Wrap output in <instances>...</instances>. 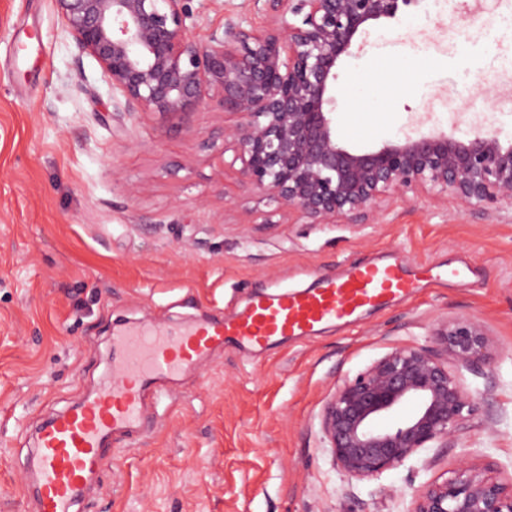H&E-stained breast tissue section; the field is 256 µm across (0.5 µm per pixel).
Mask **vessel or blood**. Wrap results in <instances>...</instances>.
<instances>
[{"label": "vessel or blood", "mask_w": 512, "mask_h": 512, "mask_svg": "<svg viewBox=\"0 0 512 512\" xmlns=\"http://www.w3.org/2000/svg\"><path fill=\"white\" fill-rule=\"evenodd\" d=\"M456 275L431 262L354 264L342 277H321L306 291L256 295L231 320L177 330L125 327L112 339V368L98 388L46 423L28 456L39 512H75L87 484L112 460V437L140 426L146 397L225 344L262 349L281 337L308 336L322 325L349 323L365 309L404 300L419 283L440 285Z\"/></svg>", "instance_id": "obj_1"}]
</instances>
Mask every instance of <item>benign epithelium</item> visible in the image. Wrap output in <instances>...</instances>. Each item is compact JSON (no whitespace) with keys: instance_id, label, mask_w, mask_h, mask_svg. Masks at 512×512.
<instances>
[{"instance_id":"1","label":"benign epithelium","mask_w":512,"mask_h":512,"mask_svg":"<svg viewBox=\"0 0 512 512\" xmlns=\"http://www.w3.org/2000/svg\"><path fill=\"white\" fill-rule=\"evenodd\" d=\"M269 24L230 22L195 39L186 0H56L67 33L93 57L130 115L176 125L211 101L236 118L220 130L239 174L285 213L312 224H365L386 200L453 196L473 209L512 205V142L488 126L465 137L419 131L367 151L336 139L331 96L338 59L372 22L421 0H264ZM438 348L403 345L338 386L321 431L336 466L375 480L423 448H446L468 427L480 398L454 367L485 361L495 341L479 319L435 333ZM406 404L393 427L379 420ZM409 512H512V481L460 461L412 493Z\"/></svg>"}]
</instances>
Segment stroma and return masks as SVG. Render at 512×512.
I'll return each instance as SVG.
<instances>
[{
  "label": "stroma",
  "instance_id": "obj_1",
  "mask_svg": "<svg viewBox=\"0 0 512 512\" xmlns=\"http://www.w3.org/2000/svg\"><path fill=\"white\" fill-rule=\"evenodd\" d=\"M203 38L268 24L261 0H191ZM341 56L336 135L356 150L491 121L512 140V8L422 0ZM66 33L55 0H0V512H35L23 475L38 426L96 389L126 323L171 327L240 314L260 293L309 288L398 258L460 270L442 287L269 348L215 351L149 400L80 512H407L412 492L465 458L512 480V206L392 196L368 224H310L241 181L190 126L130 115ZM481 320L497 347L459 369L482 396L467 430L380 479L343 473L321 432L345 380L442 321Z\"/></svg>",
  "mask_w": 512,
  "mask_h": 512
}]
</instances>
